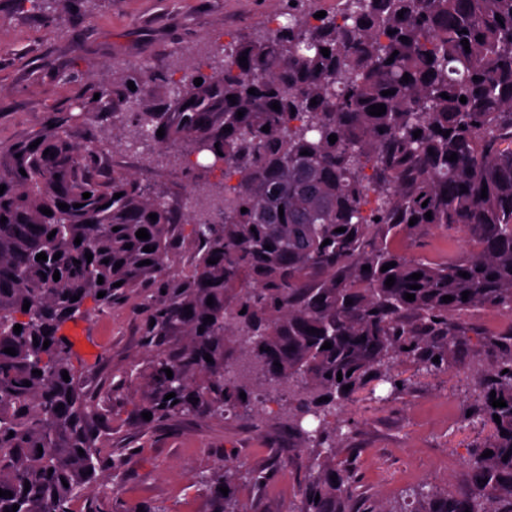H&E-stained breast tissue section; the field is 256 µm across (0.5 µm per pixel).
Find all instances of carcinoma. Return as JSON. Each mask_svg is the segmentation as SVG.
Here are the masks:
<instances>
[{"label": "carcinoma", "mask_w": 512, "mask_h": 512, "mask_svg": "<svg viewBox=\"0 0 512 512\" xmlns=\"http://www.w3.org/2000/svg\"><path fill=\"white\" fill-rule=\"evenodd\" d=\"M31 2L53 23L65 20L73 0ZM294 3L287 23L234 42L210 73L188 64L180 78L159 79L129 66L78 98L90 123L131 112L138 142L175 152V166L200 154L209 168L223 164L224 201L207 210L206 221L175 205L164 183L115 168L101 179V151L70 112L54 115L36 147L34 137L0 146V489L12 493L0 497V512L14 505L17 512H163L87 492L107 471L94 426L101 413L74 368L76 341L63 327L89 301L107 312L144 297L152 356L132 364L119 385L147 383L140 411L152 423L201 406L222 417L253 380L286 384L304 405L315 391L328 397L309 410L318 424L308 436L327 450L312 458L295 512H352V453L342 454L329 431L343 402L374 382L400 390L404 380L393 369L407 359L428 374L447 371L448 349L469 340L461 315L489 308L512 317V0H338L323 18L314 17L318 0ZM157 79L173 86L162 105L148 90ZM377 104L386 113L369 115ZM459 224L478 243L463 258L432 263L396 247L406 232ZM340 227L345 231L335 232ZM142 228L149 239L136 237ZM41 252L47 260H36ZM181 253L188 273L170 265ZM144 260L151 264L139 265ZM390 262L396 266L381 271ZM407 293L415 300H405ZM446 295L452 301L443 302ZM175 335L185 337L176 350L160 347L162 337ZM327 341L332 348H322ZM479 342L499 353L482 391L488 419L497 415L501 423L470 454L465 497L420 489L410 512H512V334L486 332ZM171 392L178 403L165 399ZM492 392L506 406H492ZM488 450L493 455L481 457ZM234 477H206L213 487L208 512L229 508L220 486Z\"/></svg>", "instance_id": "carcinoma-1"}]
</instances>
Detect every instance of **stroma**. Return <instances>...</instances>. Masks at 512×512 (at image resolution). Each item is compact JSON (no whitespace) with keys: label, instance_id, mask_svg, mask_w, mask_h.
<instances>
[{"label":"stroma","instance_id":"35a3bbf8","mask_svg":"<svg viewBox=\"0 0 512 512\" xmlns=\"http://www.w3.org/2000/svg\"><path fill=\"white\" fill-rule=\"evenodd\" d=\"M283 0H75L64 29L48 26L27 0H0V143L38 135L57 112L73 111L82 91L102 75L139 64L157 75L150 87L160 102L170 96L162 75L185 62L205 67L222 58L230 40L253 37ZM127 114L104 115L90 126L110 163L168 183L182 197V179L162 168L154 142L117 145L112 131ZM464 228L432 226L407 237L402 254L438 260L475 251ZM140 298L100 313L86 307L78 324L95 347L74 367L104 410L97 420L103 455L111 460L115 495L129 505L163 512H207L212 490L206 476L242 468L231 495L236 512H292L300 500L311 451L306 432L312 417L298 418L287 396L271 391L246 398L224 418L200 409L157 424L139 411L145 384L118 387L129 366L150 355L141 334ZM448 372L428 375L413 361L400 369L404 392L389 384L362 391L331 420L344 447L353 451L364 505L380 503L404 512L413 490L426 487L463 496L469 489L468 459L492 431L474 418L480 391L465 369L490 373L495 351L480 345L448 351ZM264 473L262 485L245 472Z\"/></svg>","mask_w":512,"mask_h":512}]
</instances>
